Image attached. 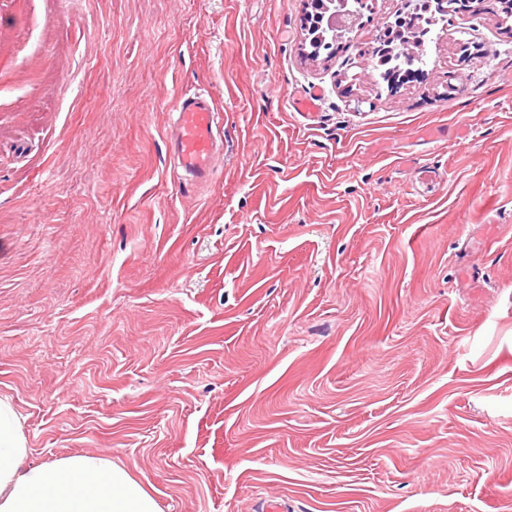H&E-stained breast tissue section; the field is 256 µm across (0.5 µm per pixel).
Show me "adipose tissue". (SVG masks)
<instances>
[{
	"label": "adipose tissue",
	"instance_id": "ef3b65f1",
	"mask_svg": "<svg viewBox=\"0 0 512 512\" xmlns=\"http://www.w3.org/2000/svg\"><path fill=\"white\" fill-rule=\"evenodd\" d=\"M17 414L0 399V512H159L128 469L108 458L76 454L27 463Z\"/></svg>",
	"mask_w": 512,
	"mask_h": 512
}]
</instances>
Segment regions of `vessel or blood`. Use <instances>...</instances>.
Listing matches in <instances>:
<instances>
[{
	"label": "vessel or blood",
	"mask_w": 512,
	"mask_h": 512,
	"mask_svg": "<svg viewBox=\"0 0 512 512\" xmlns=\"http://www.w3.org/2000/svg\"><path fill=\"white\" fill-rule=\"evenodd\" d=\"M172 110L176 119L170 141L179 180L208 181L216 151L217 110L202 96L180 97Z\"/></svg>",
	"instance_id": "vessel-or-blood-1"
}]
</instances>
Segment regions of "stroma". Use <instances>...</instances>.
Segmentation results:
<instances>
[{"label":"stroma","instance_id":"obj_1","mask_svg":"<svg viewBox=\"0 0 512 512\" xmlns=\"http://www.w3.org/2000/svg\"><path fill=\"white\" fill-rule=\"evenodd\" d=\"M368 4L327 63L304 0H0L29 462L104 456L160 512H512V18L438 23L391 89L365 50L406 0ZM194 93L222 142L184 185ZM172 112H176V119L170 141L178 180L183 183L208 181L216 152L217 110L203 96H181Z\"/></svg>","mask_w":512,"mask_h":512}]
</instances>
